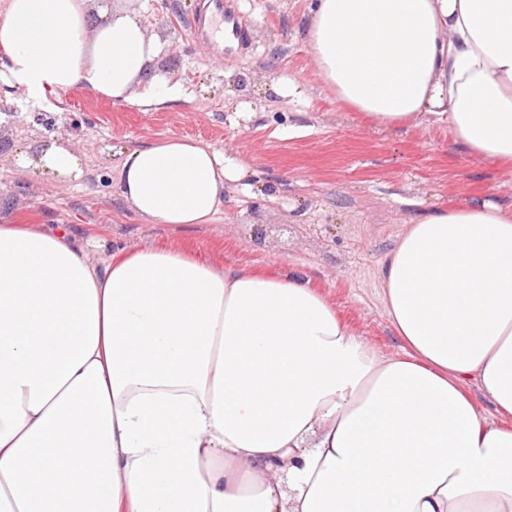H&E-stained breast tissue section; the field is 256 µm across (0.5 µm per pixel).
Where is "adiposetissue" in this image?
<instances>
[{"label":"adipose tissue","mask_w":512,"mask_h":512,"mask_svg":"<svg viewBox=\"0 0 512 512\" xmlns=\"http://www.w3.org/2000/svg\"><path fill=\"white\" fill-rule=\"evenodd\" d=\"M305 39L338 104L512 170V0H316ZM0 50L31 98L180 96L140 17L96 0H6ZM23 165L83 175L54 140ZM248 174L167 137L116 188L178 232ZM380 274L397 358L303 273L150 245L100 268L65 227L0 224V512H512V206L416 214Z\"/></svg>","instance_id":"adipose-tissue-1"}]
</instances>
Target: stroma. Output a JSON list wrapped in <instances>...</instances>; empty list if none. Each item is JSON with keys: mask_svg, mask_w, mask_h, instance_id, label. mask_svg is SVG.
<instances>
[{"mask_svg": "<svg viewBox=\"0 0 512 512\" xmlns=\"http://www.w3.org/2000/svg\"><path fill=\"white\" fill-rule=\"evenodd\" d=\"M232 2L249 38L244 50L220 54L190 26L202 0H170L181 17L174 27L156 0H121L150 16L147 33L162 45L156 63L176 61L170 79L182 96L147 110L75 86L36 102L0 138V224L67 225L95 241L90 258L100 267L118 248L149 244L266 272L295 268L379 357L402 356L381 299L383 260L418 212L473 198L511 205L512 172L455 145L446 125L389 128L340 108L304 40L314 0ZM38 112L54 118V135L80 158L82 180L20 167V152L43 134ZM168 136L248 164V187L230 191L212 223L174 232L141 223L118 200L125 149Z\"/></svg>", "mask_w": 512, "mask_h": 512, "instance_id": "stroma-1", "label": "stroma"}]
</instances>
